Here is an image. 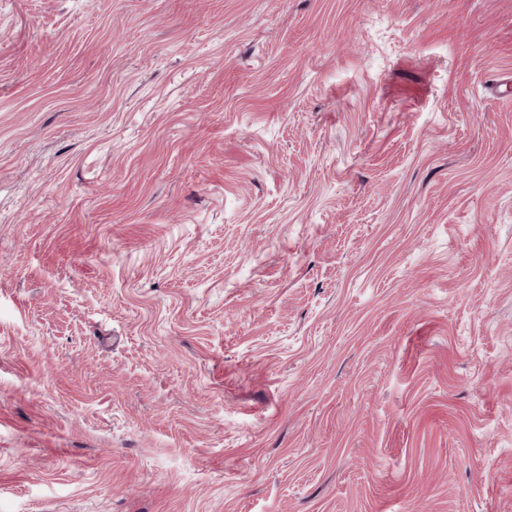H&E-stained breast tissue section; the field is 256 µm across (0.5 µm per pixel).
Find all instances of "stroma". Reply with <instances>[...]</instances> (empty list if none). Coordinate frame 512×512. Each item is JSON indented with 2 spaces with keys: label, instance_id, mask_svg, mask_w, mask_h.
I'll list each match as a JSON object with an SVG mask.
<instances>
[{
  "label": "stroma",
  "instance_id": "obj_1",
  "mask_svg": "<svg viewBox=\"0 0 512 512\" xmlns=\"http://www.w3.org/2000/svg\"><path fill=\"white\" fill-rule=\"evenodd\" d=\"M0 512H512V0H0Z\"/></svg>",
  "mask_w": 512,
  "mask_h": 512
}]
</instances>
